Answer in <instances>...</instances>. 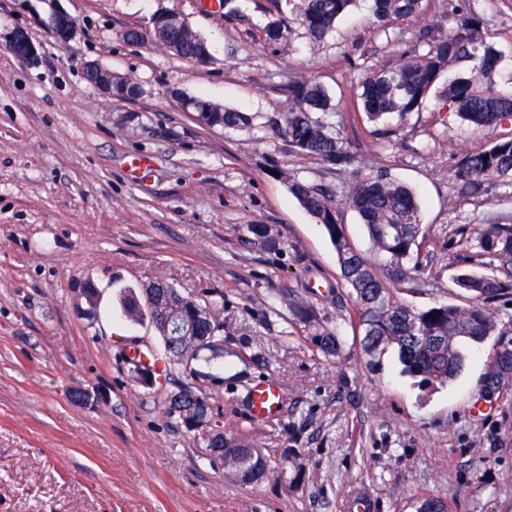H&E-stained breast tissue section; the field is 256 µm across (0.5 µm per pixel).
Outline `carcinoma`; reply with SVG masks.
Segmentation results:
<instances>
[{"mask_svg": "<svg viewBox=\"0 0 512 512\" xmlns=\"http://www.w3.org/2000/svg\"><path fill=\"white\" fill-rule=\"evenodd\" d=\"M294 20L304 27L310 46L318 48L337 24L360 0H286ZM378 32L389 34L396 22L414 18L413 39L397 62L363 69L355 86L357 103L366 120L387 125L421 112L431 94H437V111L453 114L474 131L504 128L512 123V71L500 67L501 53L490 39L483 15L472 7L461 11L429 13L423 0H368ZM265 40L279 52L293 51L292 31L277 18L264 27ZM157 42L175 49L191 61L198 60L200 40L171 30ZM288 109L259 117L197 99L202 108L192 113L207 129L243 131L261 120V127L282 138L291 153L319 161L335 177L352 175L344 205L353 210L367 228L371 251H356L339 218L336 190L297 179L288 169L275 167L288 182L292 196L323 227L337 257L339 285L349 290L354 314L362 327L363 353L374 359L393 348L402 373L429 386L445 384L461 372L464 342L481 343L498 337L493 361L485 372L482 395L492 397L512 385V323L506 322L495 303L512 296V223L506 219L473 227L456 224L448 232V252L467 267L454 277L455 285L469 295L468 303L435 304L412 308L396 296V288L414 281L422 268L420 201L416 192L384 170L359 176L364 167L361 154L343 132L326 119L337 108L326 86L314 77L292 75L286 86ZM456 177L466 195L481 192L487 180L512 184V131L483 149L462 144L457 152ZM169 282L152 281L139 291L128 290L121 300L122 314L132 322L148 320L161 336L170 366H189L191 372L210 365L211 353L224 342V326L213 316V303L177 292L167 295ZM295 315L311 342L327 356H339L340 341L327 328L314 303L289 299ZM205 311L194 322L193 311ZM166 413L187 431L189 417L181 410L197 404L209 406L207 397L184 387L165 401ZM204 442L222 443L216 458L225 476L253 484L279 472L288 481V470L270 464L264 449L238 431L203 435ZM416 512H448V503L430 496L418 501Z\"/></svg>", "mask_w": 512, "mask_h": 512, "instance_id": "1", "label": "carcinoma"}]
</instances>
